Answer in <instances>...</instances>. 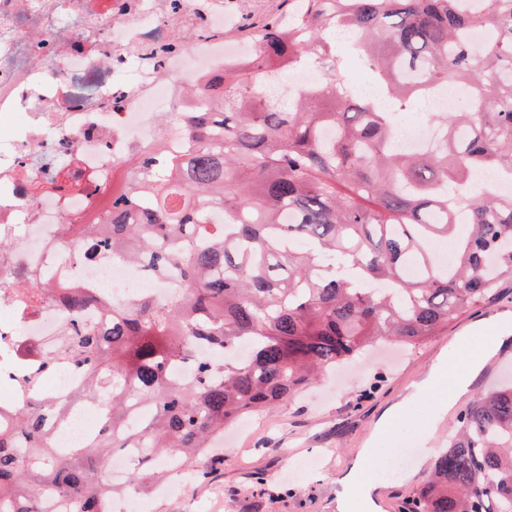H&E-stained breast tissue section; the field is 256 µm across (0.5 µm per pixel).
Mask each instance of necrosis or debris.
I'll use <instances>...</instances> for the list:
<instances>
[{
    "instance_id": "obj_1",
    "label": "necrosis or debris",
    "mask_w": 512,
    "mask_h": 512,
    "mask_svg": "<svg viewBox=\"0 0 512 512\" xmlns=\"http://www.w3.org/2000/svg\"><path fill=\"white\" fill-rule=\"evenodd\" d=\"M232 23L224 0H0V118L12 121L0 133V239L12 243L0 251V413L35 390L67 398L49 419L55 445L89 438V419L104 406L75 399L85 377L72 367L34 388L16 383L70 319L61 297L21 287V278L36 273L93 296L92 323L142 295L168 303L170 279L95 253L87 238L72 258L60 227L83 222L86 191L111 198L124 159L153 146L161 116L201 111L190 86L243 56L220 36ZM178 28L191 33L188 43L177 44ZM161 48L156 69L149 59Z\"/></svg>"
}]
</instances>
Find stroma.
I'll use <instances>...</instances> for the list:
<instances>
[{
	"instance_id": "35a3bbf8",
	"label": "stroma",
	"mask_w": 512,
	"mask_h": 512,
	"mask_svg": "<svg viewBox=\"0 0 512 512\" xmlns=\"http://www.w3.org/2000/svg\"><path fill=\"white\" fill-rule=\"evenodd\" d=\"M512 320V278L482 307L412 349L382 351L320 378L288 403L255 415L237 436H225L221 468L209 482H184L178 495L151 494L149 512H336L340 479L367 457L393 458L407 442L430 439L412 452L399 476L382 481L363 512H402L424 484L437 451L448 444L450 408L437 419L442 387L427 386L466 336L493 335Z\"/></svg>"
}]
</instances>
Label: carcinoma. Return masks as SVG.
I'll list each match as a JSON object with an SVG mask.
<instances>
[{
    "label": "carcinoma",
    "mask_w": 512,
    "mask_h": 512,
    "mask_svg": "<svg viewBox=\"0 0 512 512\" xmlns=\"http://www.w3.org/2000/svg\"><path fill=\"white\" fill-rule=\"evenodd\" d=\"M255 38V56L196 90L214 105L182 113L178 142L124 161L128 187L105 217L63 225L66 239L91 234L98 249L180 280L166 305L117 304L101 324L83 320L89 296L64 298L69 324L18 381L71 363L89 377L83 396L112 418L92 446L61 450L46 421L60 400L35 393L0 423V512H43L53 496L103 512L111 448L137 451L136 485L161 455L205 480L195 462L225 427L380 336L420 345L512 277V194L467 189L485 169L512 180V0H286ZM341 48L383 98L349 85ZM311 63L334 93L259 94L262 78ZM450 85L466 90V110L421 111ZM408 112L435 127L433 146L396 148V114ZM214 211L223 223H207ZM439 242L453 244L446 263ZM200 342L215 354L195 355ZM186 362L187 381L175 373ZM411 512H512L511 377L460 413Z\"/></svg>",
    "instance_id": "cac0c4a2"
}]
</instances>
